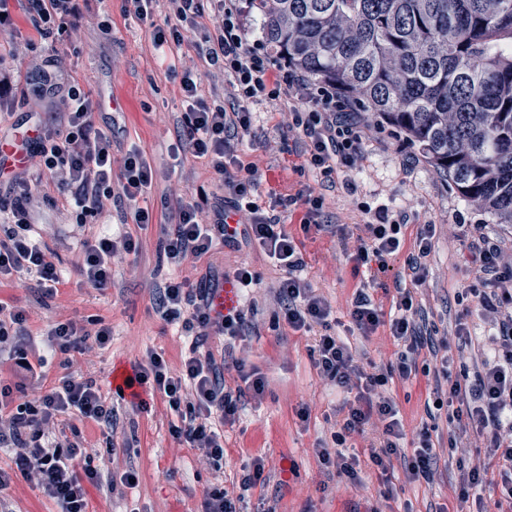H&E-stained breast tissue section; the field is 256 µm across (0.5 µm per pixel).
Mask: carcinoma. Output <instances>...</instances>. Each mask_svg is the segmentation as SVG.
I'll list each match as a JSON object with an SVG mask.
<instances>
[{
	"label": "carcinoma",
	"mask_w": 512,
	"mask_h": 512,
	"mask_svg": "<svg viewBox=\"0 0 512 512\" xmlns=\"http://www.w3.org/2000/svg\"><path fill=\"white\" fill-rule=\"evenodd\" d=\"M288 63L397 128L512 224V0H251Z\"/></svg>",
	"instance_id": "cac0c4a2"
}]
</instances>
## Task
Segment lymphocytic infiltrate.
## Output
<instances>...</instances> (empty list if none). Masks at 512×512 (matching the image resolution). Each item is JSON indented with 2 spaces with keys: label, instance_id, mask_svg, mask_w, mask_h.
I'll return each instance as SVG.
<instances>
[{
  "label": "lymphocytic infiltrate",
  "instance_id": "obj_1",
  "mask_svg": "<svg viewBox=\"0 0 512 512\" xmlns=\"http://www.w3.org/2000/svg\"><path fill=\"white\" fill-rule=\"evenodd\" d=\"M91 2L0 0V55L10 50L8 38L16 31L18 13L49 49L35 74L48 107L31 112L29 128L35 136L24 142L28 152L38 157L42 173L31 180L17 173L7 184L13 200L0 207V284L26 275L51 295L65 283L27 206L32 192H43L75 212L82 233L78 272L83 283L100 291L112 286L113 255L137 253L139 241L129 232L115 234L91 224V217L116 199L126 203L133 223L145 226L153 221L152 213L141 205L155 174L146 151L134 143L122 158H115L111 129L94 121L100 100L57 69L59 35L78 27ZM167 2L166 24L153 31L155 48L171 51L181 45L184 31L203 33L193 66L166 67L167 74L179 80L184 107L171 153L176 157L189 153L209 165L223 192V207L208 221L199 198L176 199L167 224L160 227L159 267L173 269L231 245L264 254L281 273L277 299L283 320L293 330L313 334L310 356L319 377L348 395L341 406L342 424L333 435L335 448L321 443L315 450L321 464L349 482H358L360 460L346 452L345 444L376 428L380 435L371 446L370 460L381 474H390L399 465L406 483L430 484L444 471L458 491L456 512H512V244L488 232L485 225H474L466 245L474 280L466 292L481 313L485 333L474 334L467 317L457 314L448 321L446 340L429 346L415 290L428 281L437 227L419 225L408 246L401 237L403 216L363 207L365 220L351 257L356 268L370 270L371 275L357 288L347 315L350 331L368 337L385 325L399 346L395 363L387 371H377L335 333L336 312L304 277L306 261L295 236L272 209L253 199L255 167H248L245 176L235 175L240 161L232 144L250 130L247 103L280 102L292 116L288 131L303 143L307 167L327 176L337 170L353 173L359 170L370 139L368 116L332 86L312 84L265 43L249 41L246 18L251 8L244 0ZM217 74L232 88L237 110L226 111L223 103L206 96L202 79ZM228 210L238 214L237 223L225 222ZM403 251L408 254L410 283L397 287L387 314L372 291L378 275L387 273L390 260ZM154 309L164 321L180 324L191 342L179 370H171L160 355L150 352L134 365L130 384L165 397L178 418L171 428L173 436L220 464L225 427L238 421L242 396L262 398L266 380L245 360L236 359L232 366L239 384L228 387L223 363L205 344L216 336L226 350H234L249 335V323L241 311L215 312L210 289L171 277L157 284ZM25 322L22 311L0 301V372L9 375L8 380L0 379V450L13 453L11 467L0 468V494L14 478H33L59 512H88L87 488L102 485L104 478L91 469L77 475L79 439L60 438L53 428L58 421L73 418L117 430L120 417L111 397L93 378L70 370L72 353L90 345L105 347L112 328L103 323L90 331L72 320L56 323L47 333V355L33 356ZM52 361L62 369V376L37 397H26L28 380L43 382ZM420 375L435 396L434 409L446 413L449 448H468L473 438H481L487 463L469 466L452 458L447 466H440L425 429L417 442L407 443L399 404L388 384ZM492 466L499 476V495L490 503L483 486Z\"/></svg>",
  "mask_w": 512,
  "mask_h": 512
}]
</instances>
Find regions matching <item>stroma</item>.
I'll use <instances>...</instances> for the list:
<instances>
[{
    "mask_svg": "<svg viewBox=\"0 0 512 512\" xmlns=\"http://www.w3.org/2000/svg\"><path fill=\"white\" fill-rule=\"evenodd\" d=\"M166 14L164 0H158L148 20L130 12L127 0H104L101 7L85 14L77 29L64 33L58 44L61 67L102 102L96 124L113 126L118 140L137 143L153 158L155 178L145 199L153 222L137 233L138 253L114 258L108 290L83 284L75 274L80 235L70 211L39 198L33 208L42 238L71 277L50 297L25 278L0 285V300L24 311L35 345H42L46 332L58 321L87 325L100 319L111 324L108 346H94L72 358L73 371L93 377L106 391L113 388L114 369H131L150 351L160 354L171 369H179L187 344L155 313L152 303L158 282L159 224L181 196L204 197L203 207L209 214L221 205L215 177L202 160L190 156L177 166L168 156L183 106L178 81L166 75L152 43V32L163 25ZM115 98L120 104L114 108L110 102ZM248 109L255 120L238 155L242 163L258 168L255 201L266 206L274 197L310 189L324 197V222L345 227L340 236L330 232L305 236L300 230V210H276L287 230L301 239L306 276L338 316H345L355 289L365 278L364 273L355 272L341 242L342 237L352 236L353 226L360 220L358 205L384 206L406 214L402 235L409 242L418 225L428 222L464 237L472 225L496 221L492 213L447 187L426 163L405 168L404 158L417 154V147L377 114L369 116L371 138L355 176L357 189L351 194L343 186V174H336L330 183L319 172L304 168L302 145L288 136L287 111L265 102L251 103ZM243 260L251 263L259 286L251 298L241 301L252 334L235 355L265 377L262 400L244 398L239 421L224 430V460L218 466L172 437L174 415L158 396L144 410L132 408L130 400H116L121 422L114 434H107L93 421L80 422L84 454L77 461L78 470L92 468L118 477L132 467L139 477L132 489L121 485L113 490L90 488L89 512H204L206 494L217 484L239 496L241 512H402L406 506L412 512H437L442 506L455 508L454 490L444 478L430 487L399 479L395 493H388L384 476L369 460L370 441L366 438L354 441L361 461L358 483L338 478L321 466L314 448L319 440H330L342 415L331 390L312 367V336L292 331L277 318L272 291L280 277L278 270L258 254L224 248L209 257L186 261L177 274L193 282L217 278L225 268ZM466 279L460 246L440 238L431 260L430 281L416 294L438 327H445L449 314L464 308L470 312V322L480 324L471 301L458 298ZM346 340L378 369H386L397 357L388 328H379L366 338L350 334ZM392 392L407 434L431 428L440 456H447V422L427 416L425 381L396 382ZM304 404L310 408L305 423L297 415ZM256 456L265 460V480L243 487V468Z\"/></svg>",
    "mask_w": 512,
    "mask_h": 512,
    "instance_id": "obj_1",
    "label": "stroma"
}]
</instances>
